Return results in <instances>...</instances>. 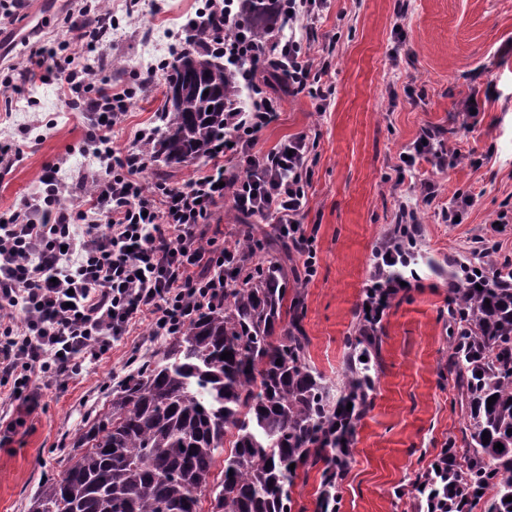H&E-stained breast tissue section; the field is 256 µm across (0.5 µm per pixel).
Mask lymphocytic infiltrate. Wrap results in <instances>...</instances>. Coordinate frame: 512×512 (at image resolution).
<instances>
[{"instance_id":"obj_1","label":"lymphocytic infiltrate","mask_w":512,"mask_h":512,"mask_svg":"<svg viewBox=\"0 0 512 512\" xmlns=\"http://www.w3.org/2000/svg\"><path fill=\"white\" fill-rule=\"evenodd\" d=\"M235 0H205L184 27L169 56L203 42L225 66L238 71L249 93L248 109L232 108L207 150V169L179 186L146 187L141 175L155 139L142 131L130 147L112 142L135 91H147L153 72L137 88L107 86L103 38L113 30L109 0L83 5L70 29L85 44L79 62H57V46L32 44L21 82L0 83L21 94L25 83L58 78L65 95L96 117L89 163L77 184L44 169L38 191L0 212V426L14 431L38 405L43 386L66 387L82 363L101 359L114 341L145 322L155 336H174L232 287L248 250L208 236L213 208L245 217H267L296 248L306 278L316 274L313 236L300 221L308 204V158L313 143L302 133L271 150L256 151L257 135L277 121L282 95L304 94L324 110L328 65H316L298 29L312 30L328 0H276L279 26L259 36L234 10ZM436 126L422 127L405 167L427 162L436 169L461 160ZM85 198L67 205L74 187ZM436 195L421 180L414 202H401L397 227L374 254L358 310V334L379 335L382 321L405 280L406 244L418 229V209ZM448 453L439 451L411 485L416 512H448L459 491L448 486Z\"/></svg>"}]
</instances>
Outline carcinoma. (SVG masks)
<instances>
[{"label":"carcinoma","instance_id":"1","mask_svg":"<svg viewBox=\"0 0 512 512\" xmlns=\"http://www.w3.org/2000/svg\"><path fill=\"white\" fill-rule=\"evenodd\" d=\"M267 8L245 0L242 16L261 33ZM171 69L157 154L181 164L206 155L240 88L218 56L201 50ZM287 276L277 260L245 268L220 305L171 337L160 358L129 371L32 512H201L203 498L210 512H292L288 489L298 467L322 463L336 399L309 363L301 311L286 306ZM448 317L458 324L449 366L470 421L464 447L448 449V482L463 491L460 512L487 495L488 512H512V288H462Z\"/></svg>","mask_w":512,"mask_h":512}]
</instances>
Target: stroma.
<instances>
[{
    "label": "stroma",
    "mask_w": 512,
    "mask_h": 512,
    "mask_svg": "<svg viewBox=\"0 0 512 512\" xmlns=\"http://www.w3.org/2000/svg\"><path fill=\"white\" fill-rule=\"evenodd\" d=\"M203 5L112 0L119 28L102 53L120 63L113 82L136 84L147 63L166 58L168 45ZM397 24L405 41L395 66L389 51ZM307 47L315 60L329 63V108L319 112L306 96H284L278 121L259 134L256 147L265 151L303 132L316 137L303 225L315 239L317 274L306 283L289 273L288 296L302 302L310 363L330 385H342L356 356L346 339L355 333L374 251L395 225L400 201L420 179L434 177L439 186L436 201L419 208L421 235L403 270L412 286L383 321L370 362L371 406L356 427L340 489L339 512H410L403 489L466 430L448 371L457 333L448 318V284L462 281L461 268L473 263L481 240L499 244L497 261L512 260V223H495L504 207L512 208V0H330ZM414 87L423 97L411 99ZM165 91L166 73L158 69L152 88L131 100L114 131L118 145H131L139 130L164 129ZM469 100L477 112L470 129L461 114ZM427 124L447 129L464 160L438 174L426 163L403 167L401 152ZM90 128L87 112L73 108L58 83H31L21 95L0 96V140L24 152L0 177V212L35 191L46 166L59 165L63 178L75 182ZM469 192L474 200L462 222H445L441 211L449 200ZM256 227L274 231L271 220H241L220 206L208 220L209 236L231 248ZM162 343L140 325L102 360L84 362L66 390L43 389L39 408L0 442V512H30L43 481L108 409L104 387L113 375H126L133 347L154 356Z\"/></svg>",
    "instance_id": "stroma-1"
}]
</instances>
